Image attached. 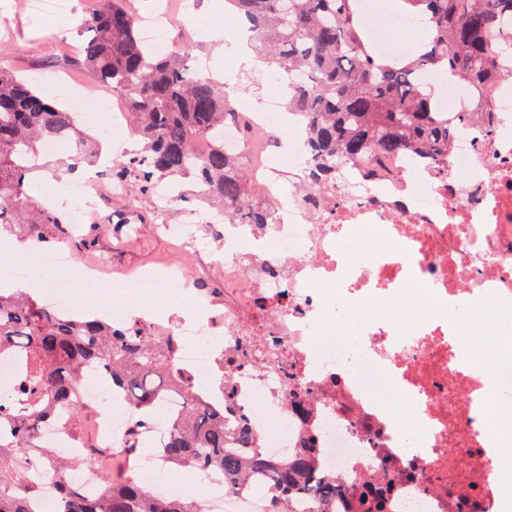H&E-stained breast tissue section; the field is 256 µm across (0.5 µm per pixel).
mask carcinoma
Segmentation results:
<instances>
[{"instance_id":"carcinoma-1","label":"carcinoma","mask_w":512,"mask_h":512,"mask_svg":"<svg viewBox=\"0 0 512 512\" xmlns=\"http://www.w3.org/2000/svg\"><path fill=\"white\" fill-rule=\"evenodd\" d=\"M81 64L109 90L130 99V123L140 149L112 161V181L131 179L148 196L163 181L194 178L200 195L230 224H270L272 209L257 200L240 160L214 141L200 158L185 153L188 137L224 127L236 100L223 84L195 74L187 50L155 52L139 36L127 0H85ZM252 28L255 50L284 73L306 72L290 82L287 101L303 118L309 155L303 177H334L336 169L370 148L382 154H423L448 160L457 128L436 114L425 78L451 77L472 92L497 73L498 51L488 36L499 31L512 53V0H403L405 12L427 27L411 58L378 56L360 23V0H225ZM71 141L68 170L90 160L101 141L75 116L42 97L33 81L0 66V244L14 233L35 244L74 238V228L26 189L38 147ZM16 367L11 398L0 399V512H43L36 476H55L56 512H202L196 501L168 497L132 474L100 478L96 493L77 471L93 466L108 448L89 446L69 460L42 440L52 426L78 441L85 408L80 380L92 368L134 411L120 432L121 451L148 448L170 465L207 470L233 491L248 488L251 472L266 476L270 512H293L310 499L314 512H336V486L317 472L313 440L292 457H266L256 427L242 418L224 423V405L209 402L169 363V350L153 344L147 326H115L100 316L55 309L22 292H0V360Z\"/></svg>"}]
</instances>
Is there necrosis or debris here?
<instances>
[{
  "label": "necrosis or debris",
  "mask_w": 512,
  "mask_h": 512,
  "mask_svg": "<svg viewBox=\"0 0 512 512\" xmlns=\"http://www.w3.org/2000/svg\"><path fill=\"white\" fill-rule=\"evenodd\" d=\"M363 0L367 37L378 54L416 55V15H376ZM200 20L159 0L138 20L145 41L166 51L173 25ZM477 96L440 93L438 111L464 120L465 135L447 164L376 152L351 161L328 184L282 181L305 152L300 120L283 124L282 96L242 108L223 129L224 151L246 154L256 185L276 202L273 224H225L216 211L186 209L183 221L206 225L228 244L224 281L234 299L218 306L209 288L188 287L176 268L119 275L120 290L165 289L175 317L131 311L157 345L171 347L172 368L205 376L209 399H234L226 420L244 417L260 430L269 456H291L300 438H315L319 471L336 479L338 512H365L362 497L386 489L384 512H512V468L485 433L488 385L512 400V352L490 375L464 366L460 328L411 316L417 286L451 305L477 306L486 324L512 320V59ZM484 105L498 133L486 138L475 114ZM368 300L396 309L392 318L363 313ZM377 366L392 399H377L356 371ZM100 402L95 423L101 447L112 445L125 418L96 376L80 387ZM207 512H268L267 495L226 491L201 473Z\"/></svg>",
  "instance_id": "obj_1"
}]
</instances>
